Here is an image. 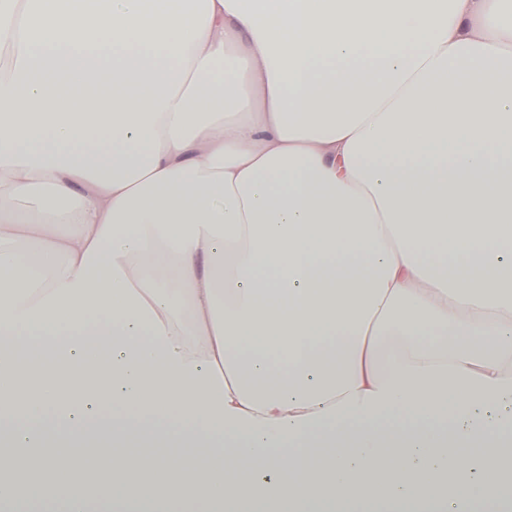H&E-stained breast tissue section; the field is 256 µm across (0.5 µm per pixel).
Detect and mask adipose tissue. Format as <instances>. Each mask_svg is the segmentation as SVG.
I'll return each instance as SVG.
<instances>
[{
	"label": "adipose tissue",
	"mask_w": 512,
	"mask_h": 512,
	"mask_svg": "<svg viewBox=\"0 0 512 512\" xmlns=\"http://www.w3.org/2000/svg\"><path fill=\"white\" fill-rule=\"evenodd\" d=\"M505 3L0 0V505L505 512Z\"/></svg>",
	"instance_id": "1"
}]
</instances>
